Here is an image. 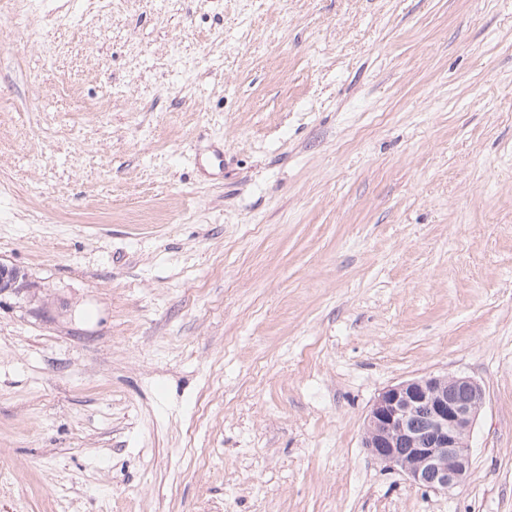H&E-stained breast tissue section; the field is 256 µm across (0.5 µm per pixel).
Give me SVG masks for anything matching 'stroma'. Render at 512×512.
<instances>
[{
	"label": "stroma",
	"mask_w": 512,
	"mask_h": 512,
	"mask_svg": "<svg viewBox=\"0 0 512 512\" xmlns=\"http://www.w3.org/2000/svg\"><path fill=\"white\" fill-rule=\"evenodd\" d=\"M0 261V512H512V0H0ZM484 403L468 376L428 374L388 386L367 414L364 448L413 484L448 492L468 476L469 438Z\"/></svg>",
	"instance_id": "35a3bbf8"
}]
</instances>
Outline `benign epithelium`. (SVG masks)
Here are the masks:
<instances>
[{
    "instance_id": "obj_1",
    "label": "benign epithelium",
    "mask_w": 512,
    "mask_h": 512,
    "mask_svg": "<svg viewBox=\"0 0 512 512\" xmlns=\"http://www.w3.org/2000/svg\"><path fill=\"white\" fill-rule=\"evenodd\" d=\"M20 278L0 263L1 294ZM484 403L481 385L468 376L428 374L388 386L367 414L364 448L413 484L448 492L468 476L469 438Z\"/></svg>"
}]
</instances>
